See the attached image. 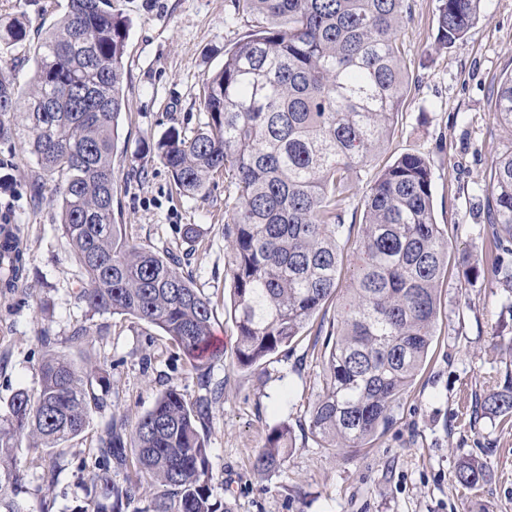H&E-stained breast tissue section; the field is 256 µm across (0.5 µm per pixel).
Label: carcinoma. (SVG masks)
Segmentation results:
<instances>
[{
  "label": "carcinoma",
  "mask_w": 512,
  "mask_h": 512,
  "mask_svg": "<svg viewBox=\"0 0 512 512\" xmlns=\"http://www.w3.org/2000/svg\"><path fill=\"white\" fill-rule=\"evenodd\" d=\"M254 17L247 35L224 51V65L203 86L207 121L176 129L152 148L180 193L194 198L226 175L235 205L224 216L236 364L251 368L302 336L336 303L346 202L381 151L409 85L397 45L406 0H234ZM481 0H438L437 40L451 46L480 19ZM127 22L112 0H69L68 11L34 51L24 90L0 73V144L16 136L22 110L30 153L41 173L37 204L58 201V221L85 271L78 299L95 313L127 315L162 330L203 371L224 353L211 348L212 305L176 262L130 242L112 219V156L126 109L123 92ZM29 26L0 21V46L25 48ZM496 124L512 135V72L496 90ZM493 277L512 285V148L483 179ZM0 288L27 278L19 228L0 217ZM357 267L336 321L319 324L312 347L325 348L326 376L308 413L309 434L329 448L359 449L394 422L434 338L448 271V237L434 216L432 171L416 151L401 155L370 183L363 200ZM37 392L17 390L0 418V512H23L20 440L40 449L35 466L55 477L63 444L81 435L106 401L104 369L49 351ZM512 418V384L480 404ZM201 403L175 387L126 434L114 414L99 428L97 493L91 512H232L212 498ZM133 448L129 463L127 448ZM293 450L288 424L275 426L255 456L261 476ZM134 467L118 480L112 469ZM154 487L146 509L141 478ZM456 481L473 489L489 478L482 462L462 460Z\"/></svg>",
  "instance_id": "cac0c4a2"
}]
</instances>
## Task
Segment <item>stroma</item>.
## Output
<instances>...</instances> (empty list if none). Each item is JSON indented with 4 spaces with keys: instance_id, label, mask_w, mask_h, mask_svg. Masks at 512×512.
I'll list each match as a JSON object with an SVG mask.
<instances>
[{
    "instance_id": "obj_1",
    "label": "stroma",
    "mask_w": 512,
    "mask_h": 512,
    "mask_svg": "<svg viewBox=\"0 0 512 512\" xmlns=\"http://www.w3.org/2000/svg\"><path fill=\"white\" fill-rule=\"evenodd\" d=\"M112 2L128 23L127 110L112 158L114 221L129 238L177 258L180 272L212 302V336L224 349L223 359L210 365L224 396L203 427L214 496L232 502L234 512H512V420L476 409L502 386L512 365V288L486 267V194L480 188L492 159L512 147V136L493 120L494 92L512 71V0H482L477 25L448 47L436 40L437 0H407L399 45L408 91L348 209L362 213L370 182L388 164L407 152L422 153L432 170L435 218L448 236L450 262L427 361L393 425L356 452L322 447L308 432V410L325 369L311 337L259 366L236 364L224 247V209L232 200L223 178L189 199L159 161H140L169 128L189 133L205 122L202 80L222 67L225 49L249 31L251 20L235 15L233 0ZM66 7L67 0H0V17L24 18L31 30L43 32ZM37 171L25 139L0 145V213L15 212L29 260L27 283L18 292H0V359L6 361L0 415L16 390L38 387L41 327H48L54 350L103 364L107 407L67 442L55 483L43 482L41 469L31 466L33 449L16 451L25 473L19 496L25 512H83L107 414L123 416L131 430L167 387H177L190 402L207 392L160 329L125 315L93 313L77 300L85 276L71 257L57 209L30 200ZM188 224L196 228L190 239L183 235ZM78 325L88 335L76 346L70 335ZM281 423L290 426L295 448L280 471L260 478L255 453ZM466 457L486 464L489 482L473 490L457 484L455 471Z\"/></svg>"
}]
</instances>
